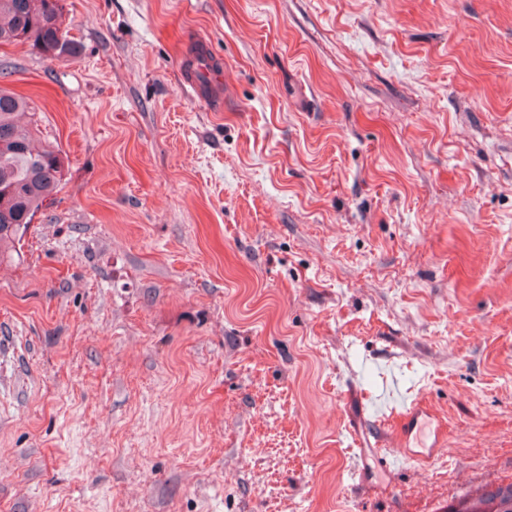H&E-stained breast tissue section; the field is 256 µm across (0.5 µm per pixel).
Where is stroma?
<instances>
[{"label": "stroma", "mask_w": 512, "mask_h": 512, "mask_svg": "<svg viewBox=\"0 0 512 512\" xmlns=\"http://www.w3.org/2000/svg\"><path fill=\"white\" fill-rule=\"evenodd\" d=\"M61 3L74 54L0 46L65 164L0 263V512H448L512 482V0ZM190 35L221 105L184 90ZM427 418L434 419L431 412L421 403L417 402L412 403L409 408L401 413L400 432L403 439L406 440L405 450H410L411 439L418 441Z\"/></svg>", "instance_id": "1"}]
</instances>
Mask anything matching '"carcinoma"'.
Listing matches in <instances>:
<instances>
[{"label":"carcinoma","instance_id":"obj_1","mask_svg":"<svg viewBox=\"0 0 512 512\" xmlns=\"http://www.w3.org/2000/svg\"><path fill=\"white\" fill-rule=\"evenodd\" d=\"M26 40L42 55L59 59L74 50L64 26L60 0H0V44ZM34 110L29 98L0 89V261L17 252L35 215L57 191L64 161L39 137L37 121L23 125L18 115ZM512 500V483L487 488L476 503Z\"/></svg>","mask_w":512,"mask_h":512}]
</instances>
